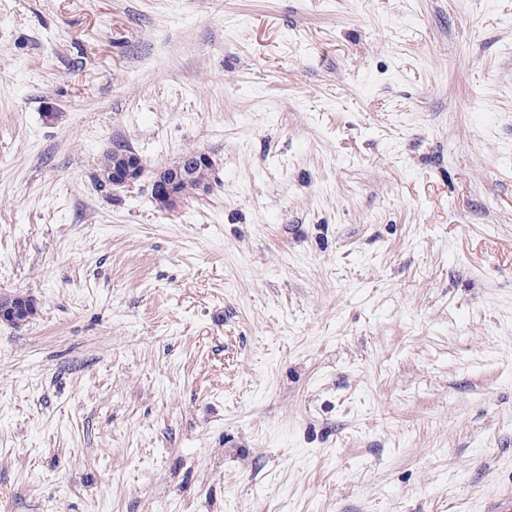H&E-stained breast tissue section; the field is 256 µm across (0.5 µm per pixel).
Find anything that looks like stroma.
<instances>
[{"instance_id": "1", "label": "stroma", "mask_w": 512, "mask_h": 512, "mask_svg": "<svg viewBox=\"0 0 512 512\" xmlns=\"http://www.w3.org/2000/svg\"><path fill=\"white\" fill-rule=\"evenodd\" d=\"M9 295L0 512H496L512 0H0ZM143 173V159L132 151L124 156L119 167L99 172L97 179L105 189L114 190L134 184L143 176ZM204 169L210 170L211 177L198 182L197 193L201 195L211 191L216 182L214 163L211 157L203 151L182 154L173 164L157 169L153 173L150 182L151 198L159 208L168 211L175 210L182 203L183 195L194 191L192 183H184L181 193L180 184L183 181L196 179L198 173ZM34 308V302L28 297L15 296L11 299H1L0 320L14 324L23 323L28 319L27 314L32 312Z\"/></svg>"}]
</instances>
